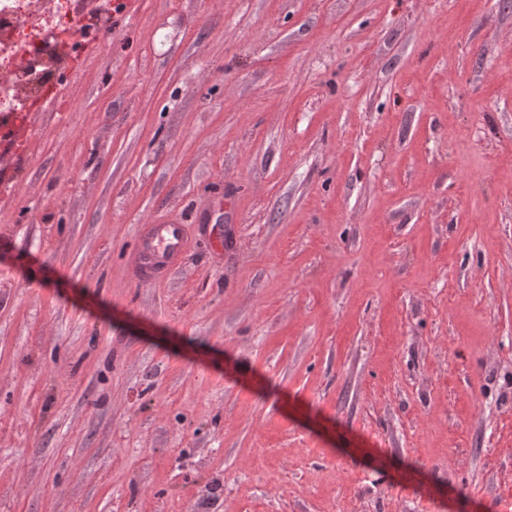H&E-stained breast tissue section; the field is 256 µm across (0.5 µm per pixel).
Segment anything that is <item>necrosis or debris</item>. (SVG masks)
<instances>
[{
    "label": "necrosis or debris",
    "instance_id": "obj_1",
    "mask_svg": "<svg viewBox=\"0 0 512 512\" xmlns=\"http://www.w3.org/2000/svg\"><path fill=\"white\" fill-rule=\"evenodd\" d=\"M86 14L81 0H0L1 142L16 138L31 86L55 80L47 62L68 56Z\"/></svg>",
    "mask_w": 512,
    "mask_h": 512
}]
</instances>
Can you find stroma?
<instances>
[{
	"label": "stroma",
	"mask_w": 512,
	"mask_h": 512,
	"mask_svg": "<svg viewBox=\"0 0 512 512\" xmlns=\"http://www.w3.org/2000/svg\"><path fill=\"white\" fill-rule=\"evenodd\" d=\"M25 125L0 512H512V0H140ZM185 244L180 224H146L137 245L128 255L129 269L140 282L161 280L176 267Z\"/></svg>",
	"instance_id": "1"
}]
</instances>
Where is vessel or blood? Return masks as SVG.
<instances>
[{"label": "vessel or blood", "mask_w": 512, "mask_h": 512, "mask_svg": "<svg viewBox=\"0 0 512 512\" xmlns=\"http://www.w3.org/2000/svg\"><path fill=\"white\" fill-rule=\"evenodd\" d=\"M186 244L178 224H148L135 248L128 255L134 278L143 283L161 280L175 268Z\"/></svg>", "instance_id": "b4317fda"}]
</instances>
